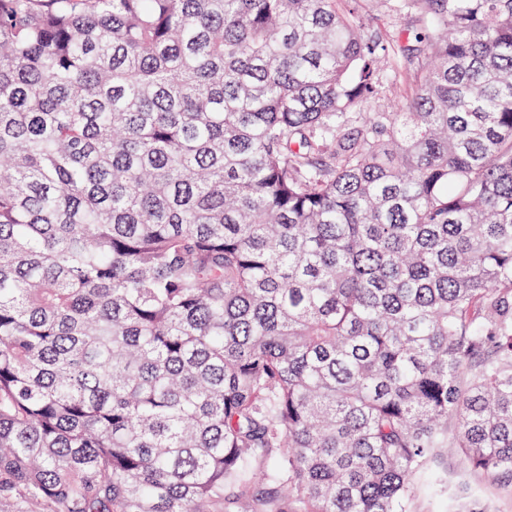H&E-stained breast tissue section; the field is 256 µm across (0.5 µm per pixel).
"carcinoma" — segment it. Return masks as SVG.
Masks as SVG:
<instances>
[{"mask_svg": "<svg viewBox=\"0 0 512 512\" xmlns=\"http://www.w3.org/2000/svg\"><path fill=\"white\" fill-rule=\"evenodd\" d=\"M0 0V512L512 490V0ZM457 458L448 457V465L444 473L448 509L456 506L455 498L458 495L459 486L463 482H470L479 490V495L497 508V512H512V495H507L500 487L487 479L468 475Z\"/></svg>", "mask_w": 512, "mask_h": 512, "instance_id": "1", "label": "carcinoma"}]
</instances>
